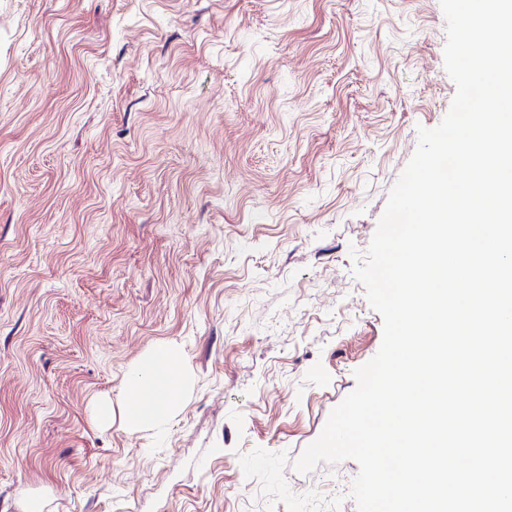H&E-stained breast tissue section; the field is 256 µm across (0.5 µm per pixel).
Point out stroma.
Returning a JSON list of instances; mask_svg holds the SVG:
<instances>
[{
	"label": "stroma",
	"mask_w": 512,
	"mask_h": 512,
	"mask_svg": "<svg viewBox=\"0 0 512 512\" xmlns=\"http://www.w3.org/2000/svg\"><path fill=\"white\" fill-rule=\"evenodd\" d=\"M445 44L439 0H0V512H357L356 461L293 463L380 349L353 255ZM185 384L183 362L170 344L154 347L128 379V393L122 413L132 427H143L168 420L171 399Z\"/></svg>",
	"instance_id": "obj_1"
}]
</instances>
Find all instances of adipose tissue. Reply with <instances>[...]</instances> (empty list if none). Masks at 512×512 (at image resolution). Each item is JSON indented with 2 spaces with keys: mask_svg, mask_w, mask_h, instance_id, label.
Returning a JSON list of instances; mask_svg holds the SVG:
<instances>
[{
  "mask_svg": "<svg viewBox=\"0 0 512 512\" xmlns=\"http://www.w3.org/2000/svg\"><path fill=\"white\" fill-rule=\"evenodd\" d=\"M184 384L178 350L169 344L154 347L128 380V393L122 404L126 422L137 428L168 420L172 414L171 399Z\"/></svg>",
  "mask_w": 512,
  "mask_h": 512,
  "instance_id": "obj_1",
  "label": "adipose tissue"
}]
</instances>
